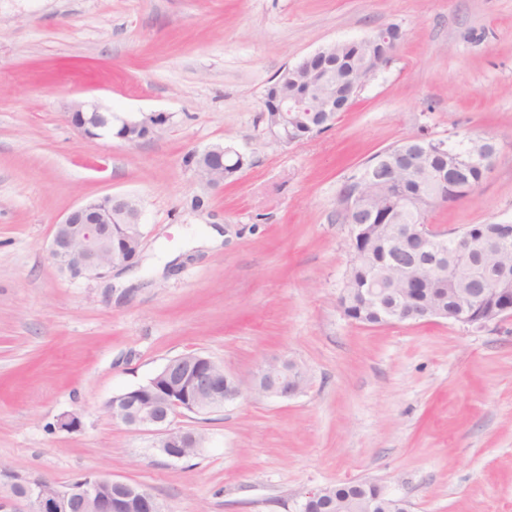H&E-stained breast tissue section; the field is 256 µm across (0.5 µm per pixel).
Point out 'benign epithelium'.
<instances>
[{"label": "benign epithelium", "instance_id": "obj_1", "mask_svg": "<svg viewBox=\"0 0 512 512\" xmlns=\"http://www.w3.org/2000/svg\"><path fill=\"white\" fill-rule=\"evenodd\" d=\"M404 41L402 29L389 25L360 39L343 41L346 48L372 50L366 63L367 76L352 79L338 72L340 60L329 44L288 66L282 73L288 80L303 86V91L279 99L274 121L266 126L272 138L292 143L318 134L336 122L337 105L347 104L359 97L368 78L385 69ZM160 113H142L119 117L115 124L102 114L99 107L77 103L69 113V122L82 135L94 140L103 136L105 127L112 126V137L127 144H136L163 125ZM480 154L492 167L497 155L494 136L480 137ZM232 153L240 162L245 154L222 144L192 152V167L207 186L224 189V153ZM438 191L433 195L432 207L448 205V175L442 169L436 174ZM364 208L353 199L347 211L353 244H364L371 225L358 218ZM142 223L139 202L130 196L110 194L88 199L74 207L61 222L54 225L49 253L55 264L73 277L102 279L119 266H127L137 259L143 238L135 242L112 235L114 224ZM436 228L421 224L413 230L393 229L386 241H396L402 252L393 258L395 269L403 273L404 305L391 316L393 323H412L430 318H441L463 325L482 326L489 322L512 317V281L505 276H494L482 283L481 289L469 296L466 304L452 310H439L415 298L418 289L425 287L429 278H443L444 265L437 261H416L412 255L430 254L432 236ZM194 367L193 391L183 393L169 379L177 361L168 363L146 387L130 389L112 397L106 404L109 412L127 426L159 435L155 448L171 460L193 457L203 446L192 432L171 427L173 418L183 410L195 414L209 413L241 395L237 377L224 372L215 376L210 370L211 359L200 354L178 357ZM297 362L286 357H275L260 364L252 376V388L264 384L267 397L285 400L302 393L307 383L300 380ZM0 508L12 512H166L164 505L151 490L138 483L90 475L62 488L32 474L0 469Z\"/></svg>", "mask_w": 512, "mask_h": 512}]
</instances>
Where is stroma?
Masks as SVG:
<instances>
[{
    "instance_id": "1",
    "label": "stroma",
    "mask_w": 512,
    "mask_h": 512,
    "mask_svg": "<svg viewBox=\"0 0 512 512\" xmlns=\"http://www.w3.org/2000/svg\"><path fill=\"white\" fill-rule=\"evenodd\" d=\"M391 24L403 44L331 129L265 134L285 66ZM76 101L167 121L135 145L89 140ZM483 132L491 171L428 223H512V0H0V467L142 484L167 512H301L353 480L410 512H512V318L371 327L336 302L345 177L419 133ZM222 143L248 164L213 191L187 158ZM107 194L138 200L141 253L109 279L71 277L49 257L53 226ZM212 228L222 242L196 246ZM189 353L245 384L285 355L310 382L176 416L205 443L173 461L105 404Z\"/></svg>"
}]
</instances>
